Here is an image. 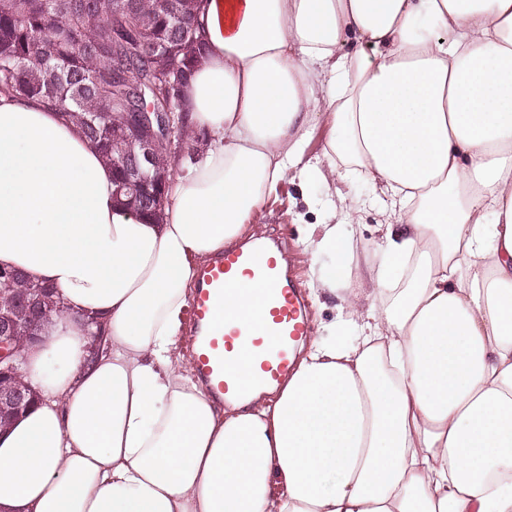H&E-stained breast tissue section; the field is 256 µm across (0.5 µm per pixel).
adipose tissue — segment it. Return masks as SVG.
<instances>
[{"label": "adipose tissue", "instance_id": "adipose-tissue-1", "mask_svg": "<svg viewBox=\"0 0 512 512\" xmlns=\"http://www.w3.org/2000/svg\"><path fill=\"white\" fill-rule=\"evenodd\" d=\"M185 88L209 143L163 222L80 131L0 96V266L58 289L0 435V512H512V0H202ZM356 51H346L347 43ZM330 135L315 160L319 125ZM359 177L398 218L342 235ZM321 184L340 301L279 394L222 407L179 338L196 270L281 183ZM263 285L224 301L257 326Z\"/></svg>", "mask_w": 512, "mask_h": 512}]
</instances>
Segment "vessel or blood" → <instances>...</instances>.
<instances>
[{"label":"vessel or blood","instance_id":"1","mask_svg":"<svg viewBox=\"0 0 512 512\" xmlns=\"http://www.w3.org/2000/svg\"><path fill=\"white\" fill-rule=\"evenodd\" d=\"M246 279L264 284L266 290L260 325L245 345L242 328L229 322L218 325L217 318L231 288ZM189 319L195 371L217 399H242L254 389L280 385L292 368L295 343L310 333L297 289L276 252L251 243L225 249L199 270ZM244 354L249 357L246 372L239 368Z\"/></svg>","mask_w":512,"mask_h":512}]
</instances>
